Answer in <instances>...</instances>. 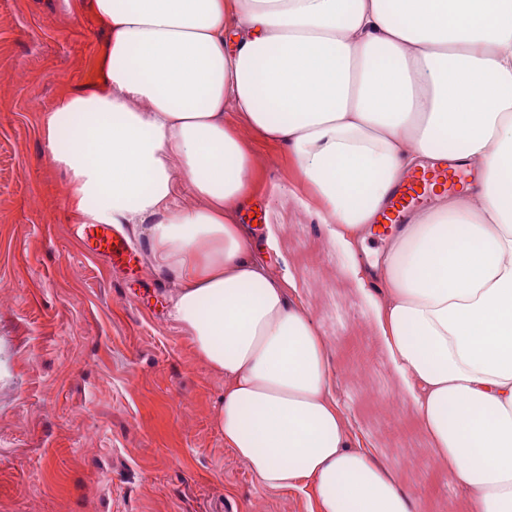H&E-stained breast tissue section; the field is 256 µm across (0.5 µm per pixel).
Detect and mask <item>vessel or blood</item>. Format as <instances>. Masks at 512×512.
Listing matches in <instances>:
<instances>
[{
  "instance_id": "obj_1",
  "label": "vessel or blood",
  "mask_w": 512,
  "mask_h": 512,
  "mask_svg": "<svg viewBox=\"0 0 512 512\" xmlns=\"http://www.w3.org/2000/svg\"><path fill=\"white\" fill-rule=\"evenodd\" d=\"M464 178L454 161L443 158L428 169L409 175L408 181L398 191V198L392 202L388 211L381 216L382 223L404 224L418 211L435 190L453 191L462 185ZM80 238L98 256L108 259L112 264L124 265L139 262L125 237L111 227H99L96 224H82L78 227Z\"/></svg>"
}]
</instances>
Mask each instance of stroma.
<instances>
[{"mask_svg": "<svg viewBox=\"0 0 512 512\" xmlns=\"http://www.w3.org/2000/svg\"><path fill=\"white\" fill-rule=\"evenodd\" d=\"M107 32L65 0H0V512H316L312 495L262 486L224 445V377L169 316L142 225H125L141 265L112 266L76 237L67 176L47 159L42 119L64 90L95 87ZM258 182L294 184L287 152L245 119ZM274 233L269 269H290L333 349L334 393L425 512L459 493L418 477L429 449L401 397L370 312L322 225L289 199L255 203ZM392 403L371 399L373 381Z\"/></svg>", "mask_w": 512, "mask_h": 512, "instance_id": "35a3bbf8", "label": "stroma"}]
</instances>
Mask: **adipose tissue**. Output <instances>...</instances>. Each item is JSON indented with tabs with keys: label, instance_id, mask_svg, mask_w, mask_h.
I'll use <instances>...</instances> for the list:
<instances>
[{
	"label": "adipose tissue",
	"instance_id": "adipose-tissue-1",
	"mask_svg": "<svg viewBox=\"0 0 512 512\" xmlns=\"http://www.w3.org/2000/svg\"><path fill=\"white\" fill-rule=\"evenodd\" d=\"M100 86L62 94L43 136L88 224H141L179 284L170 316L224 374V444L317 512H424L333 394L332 348L275 236L239 215L258 162L226 111L297 162L465 512H512V0H91ZM457 159L435 197L358 245L406 176ZM199 199L186 206L184 196Z\"/></svg>",
	"mask_w": 512,
	"mask_h": 512
}]
</instances>
